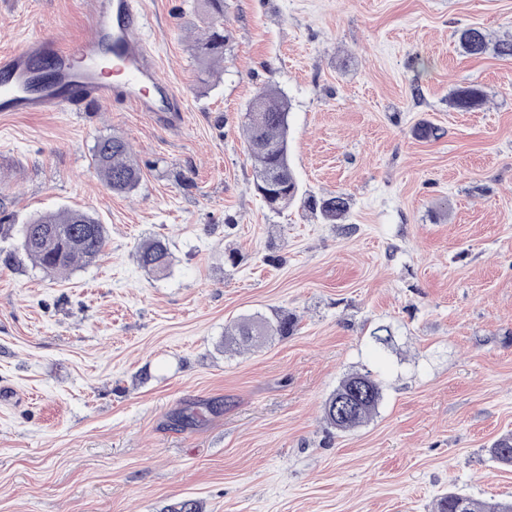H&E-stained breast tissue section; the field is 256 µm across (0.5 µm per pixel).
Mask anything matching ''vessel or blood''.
Here are the masks:
<instances>
[{
    "mask_svg": "<svg viewBox=\"0 0 512 512\" xmlns=\"http://www.w3.org/2000/svg\"><path fill=\"white\" fill-rule=\"evenodd\" d=\"M90 34L61 48L37 35L0 54V112H78L130 101L142 112L178 111L173 89L155 71L136 0H88ZM112 71L113 81L103 78Z\"/></svg>",
    "mask_w": 512,
    "mask_h": 512,
    "instance_id": "obj_1",
    "label": "vessel or blood"
}]
</instances>
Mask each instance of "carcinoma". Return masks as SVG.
I'll return each instance as SVG.
<instances>
[{"label": "carcinoma", "instance_id": "cac0c4a2", "mask_svg": "<svg viewBox=\"0 0 512 512\" xmlns=\"http://www.w3.org/2000/svg\"><path fill=\"white\" fill-rule=\"evenodd\" d=\"M210 19L208 32L192 46L199 71L212 77L215 66L224 59L227 46L224 35V0H203ZM461 51L478 56L493 50L496 55L512 58V39H503L489 46L487 35L477 26L457 32ZM460 112L481 109L485 96L477 87L457 90L450 99ZM289 103L275 87L260 89L251 100L246 118L248 154L255 174V189L261 200L273 188L285 193L288 203L299 197V185L290 164L288 139ZM93 165L106 186L113 192L128 193L140 182V166L131 154L129 144L118 135L97 140L93 148ZM303 204L319 211L322 218L333 224L342 222L349 210L344 195L320 199H303ZM24 252L42 269L62 272L94 262L108 243L105 225L94 214L83 210L41 212L18 229ZM137 261L151 274L165 272L171 262V253L163 241L147 240L138 247ZM292 317L243 318L224 334L223 346H250L263 336H286L293 331ZM361 387L364 395L358 399L352 412L341 418L336 414V400L352 394ZM383 398L380 384L371 373H351L344 376L336 389L323 403L326 423L338 432H346L366 423ZM491 458L499 465L512 467V434H506L489 448ZM438 512H512V503H490L463 492L443 495L437 503Z\"/></svg>", "mask_w": 512, "mask_h": 512}]
</instances>
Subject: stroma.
<instances>
[{
  "instance_id": "35a3bbf8",
  "label": "stroma",
  "mask_w": 512,
  "mask_h": 512,
  "mask_svg": "<svg viewBox=\"0 0 512 512\" xmlns=\"http://www.w3.org/2000/svg\"><path fill=\"white\" fill-rule=\"evenodd\" d=\"M179 114L130 102L0 112V224L82 208L96 261L43 271L0 239V512H433L444 493L512 501L488 450L512 432V58L464 55L457 30L512 36V0H225L224 71L200 84L201 0H140ZM87 0H0V52L88 35ZM476 84L487 103L450 105ZM290 103L302 196L346 194L344 223L257 195L243 115ZM421 125L436 139L417 138ZM122 136L135 190L98 177ZM168 242L172 266L136 251ZM290 314L233 351L226 328ZM388 329L378 346L372 334ZM371 372L383 400L347 433L326 397ZM93 165L112 192L129 193L140 182V166L121 136L110 135L97 140L93 148ZM171 253L163 241L147 240L138 247L137 261L141 268L151 274L165 272L171 262Z\"/></svg>"
}]
</instances>
